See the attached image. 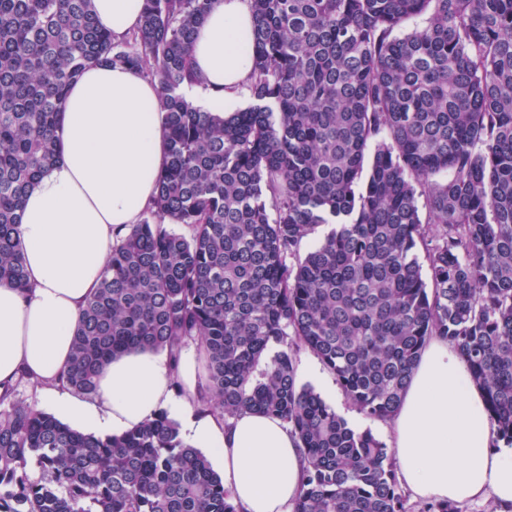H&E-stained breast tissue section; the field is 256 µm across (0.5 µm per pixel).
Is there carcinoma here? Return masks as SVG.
<instances>
[{
    "label": "carcinoma",
    "instance_id": "1",
    "mask_svg": "<svg viewBox=\"0 0 512 512\" xmlns=\"http://www.w3.org/2000/svg\"><path fill=\"white\" fill-rule=\"evenodd\" d=\"M212 3L144 0L116 41L92 0H0V284L27 288L23 200L58 161L69 86L91 63L141 71L166 161L62 382L92 395L110 359L176 365L194 342L204 410L274 416L298 438L293 512H410L386 445L298 385L295 351L385 421L446 337L512 445V0H250L252 104L227 116L183 92ZM322 224L337 228L300 255ZM27 383L0 394V512H241L166 412L97 436L15 400Z\"/></svg>",
    "mask_w": 512,
    "mask_h": 512
}]
</instances>
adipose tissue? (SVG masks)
Here are the masks:
<instances>
[{"instance_id":"obj_1","label":"adipose tissue","mask_w":512,"mask_h":512,"mask_svg":"<svg viewBox=\"0 0 512 512\" xmlns=\"http://www.w3.org/2000/svg\"><path fill=\"white\" fill-rule=\"evenodd\" d=\"M98 23L122 38L144 0H92ZM247 0H215L192 46L197 81L187 95L231 111L252 71ZM156 87L141 72L90 64L72 86L57 130L58 162L27 194L17 241L29 288L0 284V388L19 375L43 385L45 400L72 422L122 433L159 407L179 411L171 382L193 385L197 363L133 351L100 372L87 396L62 388L86 298L117 237L129 232L156 192L166 134ZM398 478L414 499L457 504L488 500L512 512V447L495 445L484 393L454 345L426 344L389 419ZM190 436L224 470V486L244 512H292L303 465L286 424L251 411L223 421L192 419Z\"/></svg>"}]
</instances>
